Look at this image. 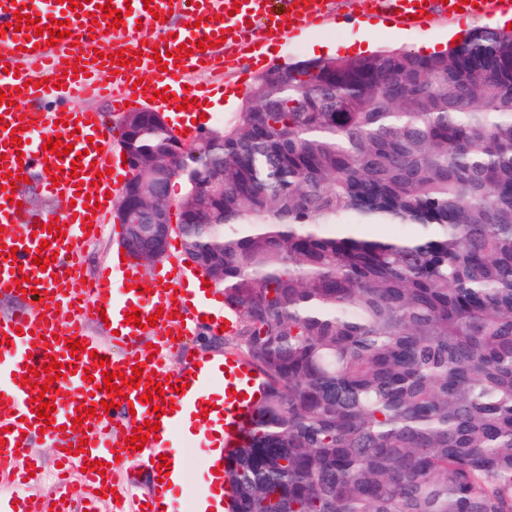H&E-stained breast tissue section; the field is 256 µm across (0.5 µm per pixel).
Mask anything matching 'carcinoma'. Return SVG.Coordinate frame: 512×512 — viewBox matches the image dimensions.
<instances>
[{
  "mask_svg": "<svg viewBox=\"0 0 512 512\" xmlns=\"http://www.w3.org/2000/svg\"><path fill=\"white\" fill-rule=\"evenodd\" d=\"M133 139L264 375L231 512H512L511 30L273 66L164 170ZM240 97L238 101L232 103H228V100L222 98L219 103H217L218 106L216 108L206 113L208 119L201 121V123L196 126L197 129H199V131L201 129H220L224 127V125L233 123L237 118L238 112H241L242 104L245 101V95H241ZM218 117L221 119L217 120Z\"/></svg>",
  "mask_w": 512,
  "mask_h": 512,
  "instance_id": "carcinoma-1",
  "label": "carcinoma"
}]
</instances>
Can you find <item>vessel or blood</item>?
<instances>
[{
	"label": "vessel or blood",
	"mask_w": 512,
	"mask_h": 512,
	"mask_svg": "<svg viewBox=\"0 0 512 512\" xmlns=\"http://www.w3.org/2000/svg\"><path fill=\"white\" fill-rule=\"evenodd\" d=\"M111 4L122 13L119 28L109 27L107 19L92 21L96 6ZM370 14L388 18L406 28L415 27L416 17H429L439 11L448 16L512 13V0H427L415 6L414 0H369ZM31 18L68 19L69 37L58 45H50L49 34H36L33 26L11 29L17 11ZM325 0H87L81 8L66 10L60 0L50 11L39 8L37 0H0V91L15 96L14 105H0V245L15 249V258L0 256V294L8 293L18 301L8 319H0V484L20 483L31 478L35 488L31 495L16 498L6 512H162L169 506L163 489L156 481L165 454L162 439L181 430L185 417L201 413L207 402L209 375L203 368L210 363L207 355L185 362L176 372H168L165 355L180 339L193 336L198 328L219 332L220 321L207 320L205 307L190 304L191 282L178 262H170L157 271L151 291L139 293L141 272L133 260L119 262L120 273L128 284L120 301L112 299V276L82 280L78 271L77 250L87 241L84 220L100 224L111 202L108 193L121 187L123 168L114 156L119 132L107 123L100 111L72 106L74 94H107L110 104L135 102L149 104L155 91L167 89L172 98L164 102L166 110H175L184 99H209L210 86L186 88L190 74L215 71L230 66L218 42L229 37L236 44H253L264 36L284 37L290 31L322 23L326 17ZM184 21V28L170 26L172 18ZM122 40L131 51L141 52L137 63L112 67L110 58L96 57L104 37ZM210 38L212 48L194 51L190 57L178 54L181 44ZM80 52H73V44ZM167 54L166 70H158L152 51ZM86 68V75L72 76L74 66ZM153 70L150 87L138 86L137 80L146 70ZM63 81L62 89H54L55 81ZM21 129V145H9L12 129ZM61 132L73 143L72 155L63 157L44 150L43 137ZM80 154L83 168L73 171L72 156ZM46 170L41 183L49 197H65L69 205L62 215L34 212L23 207L22 194L13 193L10 175L18 171L29 175L32 170ZM98 203L97 212H89L87 202ZM58 223L63 234L52 237L49 223ZM49 241L56 258L46 269L33 262V253L41 241ZM25 275L36 281V292L14 290L12 284ZM142 317L157 316L156 325L145 328L127 323L131 308ZM67 311L68 319H60L59 311ZM109 320L114 334L101 342L87 332L89 324ZM80 341V358L70 355V340ZM105 357L103 368H95L93 355ZM61 362V377L56 380L53 395L55 411L52 423H45L32 410L30 388L22 379L29 367H42L50 361ZM151 372L150 381L138 387L126 386L125 403L115 401L113 393L96 389V381L104 372H120L132 378V363ZM227 376L224 384V445L237 446L249 425L253 407L263 394V377L256 374L247 360L225 354L222 362ZM93 381H86V374ZM161 384L162 394L143 402L151 383ZM111 402V409H97L95 416L84 417L82 425H73L77 408L90 406L92 400ZM161 413H154V406ZM156 420L160 428L156 438L148 439L142 450H134L125 442L126 433ZM46 434L59 450L61 474L46 478L37 465L33 442ZM85 444V455H73L68 447ZM78 471L86 493L74 498L68 472ZM123 472V483H116V472Z\"/></svg>",
	"instance_id": "vessel-or-blood-1"
}]
</instances>
